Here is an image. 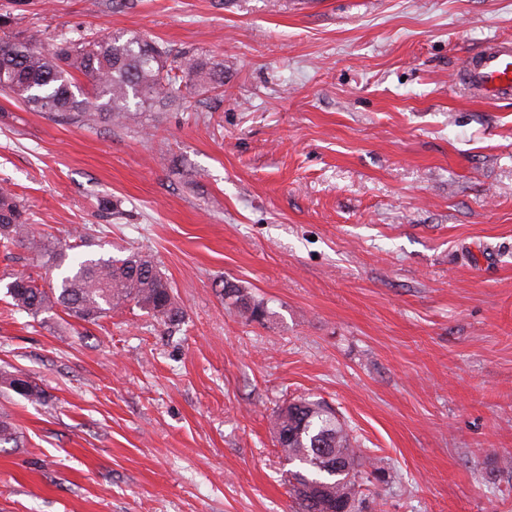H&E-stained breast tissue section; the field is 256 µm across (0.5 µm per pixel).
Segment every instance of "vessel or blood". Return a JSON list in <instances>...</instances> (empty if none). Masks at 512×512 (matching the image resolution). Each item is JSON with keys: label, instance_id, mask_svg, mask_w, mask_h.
<instances>
[{"label": "vessel or blood", "instance_id": "obj_1", "mask_svg": "<svg viewBox=\"0 0 512 512\" xmlns=\"http://www.w3.org/2000/svg\"><path fill=\"white\" fill-rule=\"evenodd\" d=\"M462 83L480 98L512 99V43L492 42L474 53Z\"/></svg>", "mask_w": 512, "mask_h": 512}]
</instances>
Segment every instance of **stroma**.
Returning a JSON list of instances; mask_svg holds the SVG:
<instances>
[{"instance_id":"35a3bbf8","label":"stroma","mask_w":512,"mask_h":512,"mask_svg":"<svg viewBox=\"0 0 512 512\" xmlns=\"http://www.w3.org/2000/svg\"><path fill=\"white\" fill-rule=\"evenodd\" d=\"M9 33L146 36L224 88L139 126L0 92V181L35 233L143 251L183 312L31 317L0 284V512H294L269 420L325 400L375 466L365 512H512V101L469 52L512 0H0ZM111 199L117 214L98 208ZM263 299L248 321L224 281ZM0 387L10 390L31 402L43 404L48 395L38 383L26 374L0 370Z\"/></svg>"}]
</instances>
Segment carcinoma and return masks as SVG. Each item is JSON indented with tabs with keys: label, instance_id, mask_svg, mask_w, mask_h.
Returning <instances> with one entry per match:
<instances>
[{
	"label": "carcinoma",
	"instance_id": "obj_1",
	"mask_svg": "<svg viewBox=\"0 0 512 512\" xmlns=\"http://www.w3.org/2000/svg\"><path fill=\"white\" fill-rule=\"evenodd\" d=\"M81 76L90 90L83 89ZM222 87L224 61L175 53L139 36L85 41L62 36L47 51L32 40L0 38V91L56 121L99 119L125 125L145 111L173 105L185 90ZM90 247L83 239L64 246L35 235L18 196L0 184V250L9 256L12 249L22 248L42 266L61 270L46 287L30 275L9 276L5 288L13 306L34 318L60 309L90 324L128 304L163 321L180 319L171 284L151 256L132 251L114 257ZM223 291L246 319L260 323L270 317L267 303L242 286L226 281ZM0 387L35 403L48 399L38 383L18 371L0 370ZM271 423L274 438L294 465L287 482L297 512H356L364 480L358 464L361 449L330 405L301 398L278 407ZM18 441L15 426L1 415L0 445L16 446Z\"/></svg>",
	"mask_w": 512,
	"mask_h": 512
}]
</instances>
